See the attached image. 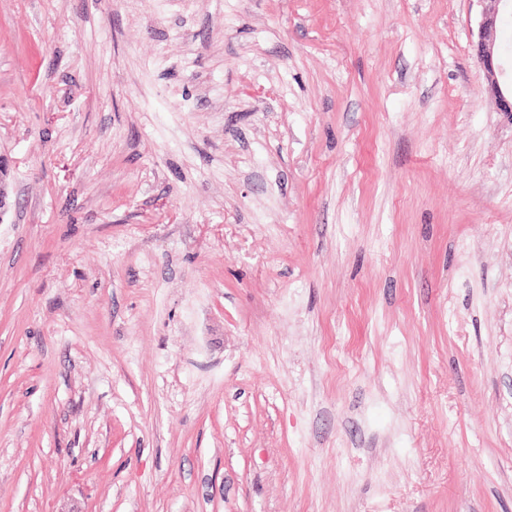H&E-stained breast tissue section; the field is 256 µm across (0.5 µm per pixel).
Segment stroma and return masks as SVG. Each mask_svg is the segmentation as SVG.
Segmentation results:
<instances>
[{"label":"stroma","instance_id":"obj_1","mask_svg":"<svg viewBox=\"0 0 512 512\" xmlns=\"http://www.w3.org/2000/svg\"><path fill=\"white\" fill-rule=\"evenodd\" d=\"M481 9L0 0V512H512Z\"/></svg>","mask_w":512,"mask_h":512}]
</instances>
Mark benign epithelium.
Returning <instances> with one entry per match:
<instances>
[{"instance_id":"benign-epithelium-1","label":"benign epithelium","mask_w":512,"mask_h":512,"mask_svg":"<svg viewBox=\"0 0 512 512\" xmlns=\"http://www.w3.org/2000/svg\"><path fill=\"white\" fill-rule=\"evenodd\" d=\"M480 15L477 40L474 43L484 76L485 90L494 101L498 111L512 116V81H507L501 63L496 30L501 19L512 6V0H480Z\"/></svg>"}]
</instances>
